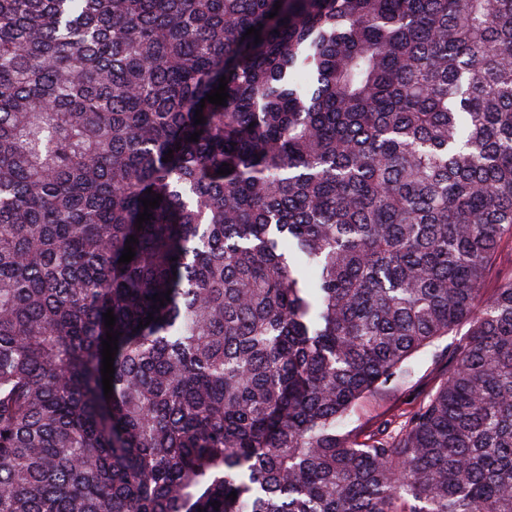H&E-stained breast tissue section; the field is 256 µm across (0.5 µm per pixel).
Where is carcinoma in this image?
<instances>
[{"label": "carcinoma", "mask_w": 512, "mask_h": 512, "mask_svg": "<svg viewBox=\"0 0 512 512\" xmlns=\"http://www.w3.org/2000/svg\"><path fill=\"white\" fill-rule=\"evenodd\" d=\"M506 243L512 0H0V512H512ZM434 351V348H428L412 360L410 375L398 393H376L365 398L350 418L348 428L356 427L365 420L381 419L391 405L399 404L404 408L411 406L404 405V403L418 402L436 379L439 363L434 356ZM410 396H413V399L408 401Z\"/></svg>", "instance_id": "obj_1"}]
</instances>
